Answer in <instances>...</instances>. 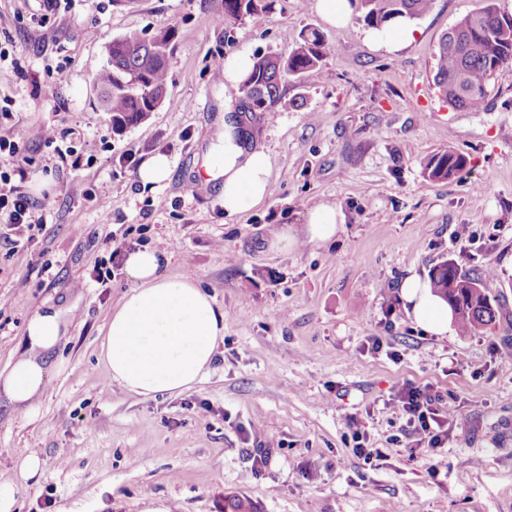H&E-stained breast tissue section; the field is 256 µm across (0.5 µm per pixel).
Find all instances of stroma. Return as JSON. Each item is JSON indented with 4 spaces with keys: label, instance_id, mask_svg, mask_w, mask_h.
Instances as JSON below:
<instances>
[{
    "label": "stroma",
    "instance_id": "1",
    "mask_svg": "<svg viewBox=\"0 0 512 512\" xmlns=\"http://www.w3.org/2000/svg\"><path fill=\"white\" fill-rule=\"evenodd\" d=\"M40 4L0 0V134L26 132L22 189L44 217L31 239L0 241V369L24 351L37 311L59 309L67 332L54 354L63 367L29 414L0 397V475L31 450L43 461L16 512H224L229 494L260 512H512V357L497 353L512 345V74L477 112L449 107L433 80L442 35L486 0H434L397 48L377 43L359 12L335 27L311 0H264L234 22L224 0H62L43 25ZM172 26L162 105L115 130L94 83L109 46ZM311 29L327 41L319 73L283 82L291 108L254 116L269 195L225 216L216 183L192 192L223 126L214 64L239 50L288 55ZM50 126L63 136L48 146ZM448 148L466 159L463 176L425 178L426 160ZM155 153L171 161L159 187L138 177ZM321 203L344 222L315 243L305 229ZM283 231L296 246L272 249ZM145 248L224 311L210 373L178 396H134L99 358L133 285L125 255ZM446 260L482 275L494 324L434 336L407 314L400 282ZM407 382L455 408L435 452L405 429ZM349 416L381 450L378 465L348 448Z\"/></svg>",
    "mask_w": 512,
    "mask_h": 512
}]
</instances>
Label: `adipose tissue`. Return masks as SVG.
Instances as JSON below:
<instances>
[{
    "label": "adipose tissue",
    "instance_id": "obj_1",
    "mask_svg": "<svg viewBox=\"0 0 512 512\" xmlns=\"http://www.w3.org/2000/svg\"><path fill=\"white\" fill-rule=\"evenodd\" d=\"M209 172L221 181L219 197L226 215L242 214L261 203L268 191L270 156L265 149L218 139ZM125 267L135 285L126 291L109 319L100 357L112 383L145 399L180 394L210 372L220 340L224 312L214 298L187 275L159 272L157 251L130 252ZM406 311L424 331L437 336L448 331L450 311L418 275L400 284ZM65 336L60 311L36 312L25 325V352L0 370V391L16 408L32 409L51 373L46 356Z\"/></svg>",
    "mask_w": 512,
    "mask_h": 512
}]
</instances>
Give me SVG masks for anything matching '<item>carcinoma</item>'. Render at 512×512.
I'll use <instances>...</instances> for the list:
<instances>
[{
	"label": "carcinoma",
	"mask_w": 512,
	"mask_h": 512,
	"mask_svg": "<svg viewBox=\"0 0 512 512\" xmlns=\"http://www.w3.org/2000/svg\"><path fill=\"white\" fill-rule=\"evenodd\" d=\"M260 0H224V18L239 19L258 10ZM367 26L379 29L395 20L419 19L426 15L433 0H351ZM177 30L168 28L148 39L126 36L112 41L106 65L96 75L104 111L112 113L117 127L132 126L141 119L148 103H162L168 81L167 59ZM327 54L324 37L316 30L302 35L288 57L263 55L254 61L251 72L241 81L236 111L247 116L272 112L281 103V84L287 77H307L320 69ZM512 73V16L499 12L490 3L476 13L459 19L439 42L435 56L434 83L449 106L470 111L484 108L491 88ZM137 75L149 89L145 97L132 89L125 78ZM466 159L448 150L432 155L423 166L428 179L452 180L462 175ZM429 281L452 310L464 331H475L492 324L496 307L486 292L482 277L459 268L448 260L436 266ZM224 512H258L246 497H224Z\"/></svg>",
	"instance_id": "carcinoma-1"
}]
</instances>
